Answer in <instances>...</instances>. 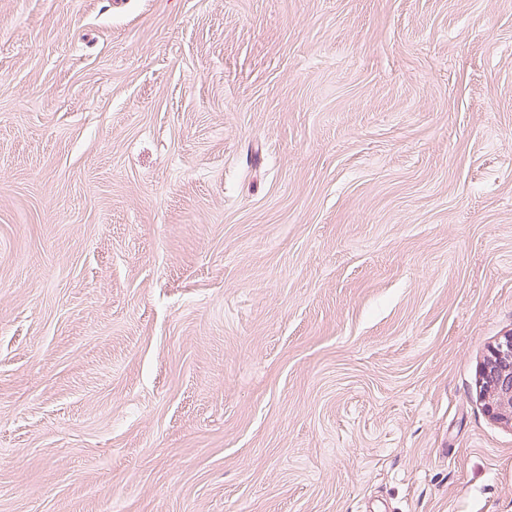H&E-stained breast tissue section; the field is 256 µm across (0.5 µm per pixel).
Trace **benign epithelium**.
Masks as SVG:
<instances>
[{
	"mask_svg": "<svg viewBox=\"0 0 512 512\" xmlns=\"http://www.w3.org/2000/svg\"><path fill=\"white\" fill-rule=\"evenodd\" d=\"M487 413L512 425V336L502 337L489 351L478 379Z\"/></svg>",
	"mask_w": 512,
	"mask_h": 512,
	"instance_id": "obj_1",
	"label": "benign epithelium"
}]
</instances>
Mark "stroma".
Segmentation results:
<instances>
[{"mask_svg":"<svg viewBox=\"0 0 512 512\" xmlns=\"http://www.w3.org/2000/svg\"><path fill=\"white\" fill-rule=\"evenodd\" d=\"M512 0H0V512H512ZM478 379L487 413L512 426V336H503L489 351Z\"/></svg>","mask_w":512,"mask_h":512,"instance_id":"1","label":"stroma"}]
</instances>
